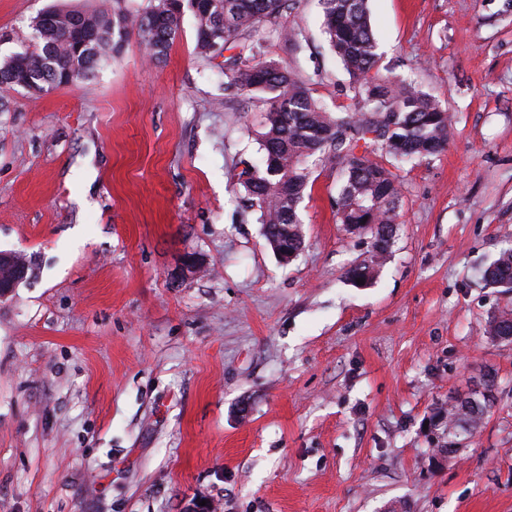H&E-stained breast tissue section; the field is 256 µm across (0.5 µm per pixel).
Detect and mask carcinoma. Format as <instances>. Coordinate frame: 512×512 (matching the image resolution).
Wrapping results in <instances>:
<instances>
[{"label":"carcinoma","instance_id":"cac0c4a2","mask_svg":"<svg viewBox=\"0 0 512 512\" xmlns=\"http://www.w3.org/2000/svg\"><path fill=\"white\" fill-rule=\"evenodd\" d=\"M129 0L84 15L93 31L89 42L70 33V14L58 12L47 25L31 22V45L0 64V87L15 88L32 78L44 92L87 78L119 53L132 24L142 35L153 61L162 60L185 13L196 22L198 59L209 64L224 57V102L240 111L258 99L266 113L258 131L263 168L252 164L239 174L244 204L259 214L272 249L303 243L298 206L314 168L329 162L340 170L337 202L339 223L351 232L367 230L372 239L368 259L347 272L352 283L370 285L395 243L401 202L396 174L372 160L376 146L394 159L426 158L443 151L450 137L447 109L406 80L383 75L368 12V0H320L323 28L331 49L350 75L354 108L332 112L313 97L308 83L288 65L263 58L251 32L275 21L296 0H149L135 13ZM483 279L512 289V245L482 271ZM512 329V312L493 316L485 334L500 336ZM481 419L457 400L448 408V433L474 434Z\"/></svg>","mask_w":512,"mask_h":512}]
</instances>
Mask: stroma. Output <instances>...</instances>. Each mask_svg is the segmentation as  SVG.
<instances>
[{"mask_svg": "<svg viewBox=\"0 0 512 512\" xmlns=\"http://www.w3.org/2000/svg\"><path fill=\"white\" fill-rule=\"evenodd\" d=\"M102 3L0 0V63L41 12ZM368 7L380 70L453 123L436 156L372 151L401 208L368 287L347 277L371 237L336 221L337 168L315 169L291 260L242 207L265 106L225 109L192 14L162 62L132 27L90 78L0 89V252L37 264L0 297V512H512V344L485 335L512 291L481 278L512 241V0ZM322 22L297 0L258 37L344 111ZM488 372L496 403L448 457V405Z\"/></svg>", "mask_w": 512, "mask_h": 512, "instance_id": "obj_1", "label": "stroma"}]
</instances>
